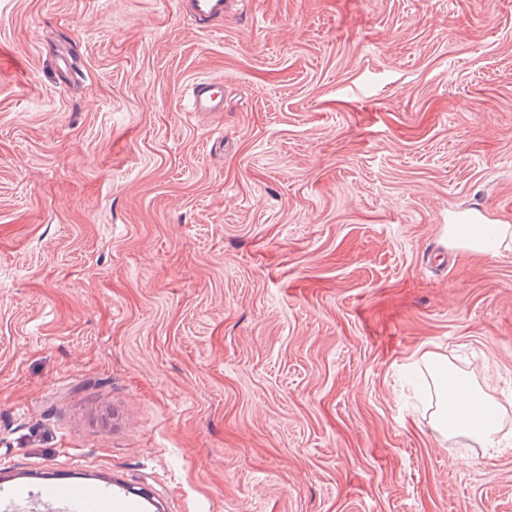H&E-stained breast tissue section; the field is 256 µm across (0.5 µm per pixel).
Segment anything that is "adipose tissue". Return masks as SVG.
Wrapping results in <instances>:
<instances>
[{
  "mask_svg": "<svg viewBox=\"0 0 512 512\" xmlns=\"http://www.w3.org/2000/svg\"><path fill=\"white\" fill-rule=\"evenodd\" d=\"M442 237L449 247L477 256H496L512 249V225L497 224L488 218L469 223L453 215L442 227ZM435 391V408L430 415V428L444 438H462L475 443L488 455L500 453L505 442L500 434V409L483 389L473 387L448 365V359L434 351H424Z\"/></svg>",
  "mask_w": 512,
  "mask_h": 512,
  "instance_id": "obj_1",
  "label": "adipose tissue"
}]
</instances>
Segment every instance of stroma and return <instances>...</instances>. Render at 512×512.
I'll return each mask as SVG.
<instances>
[{
	"instance_id": "35a3bbf8",
	"label": "stroma",
	"mask_w": 512,
	"mask_h": 512,
	"mask_svg": "<svg viewBox=\"0 0 512 512\" xmlns=\"http://www.w3.org/2000/svg\"><path fill=\"white\" fill-rule=\"evenodd\" d=\"M467 211L512 224V0H0V512H512L414 361L512 436V251L448 248ZM180 11L196 25H206L224 18L227 2L224 0H178ZM224 109L223 83L200 81L191 87V111L220 112ZM419 357L434 384L435 408L429 420L433 432L446 439L469 440L490 457L511 447V443L504 442L505 436H499L500 403L448 367V357L430 350ZM36 501L40 504L62 505V510L70 512H84L110 507L108 501L112 498V492L105 486L89 484L83 487H75L65 481H54L45 484L36 493Z\"/></svg>"
}]
</instances>
